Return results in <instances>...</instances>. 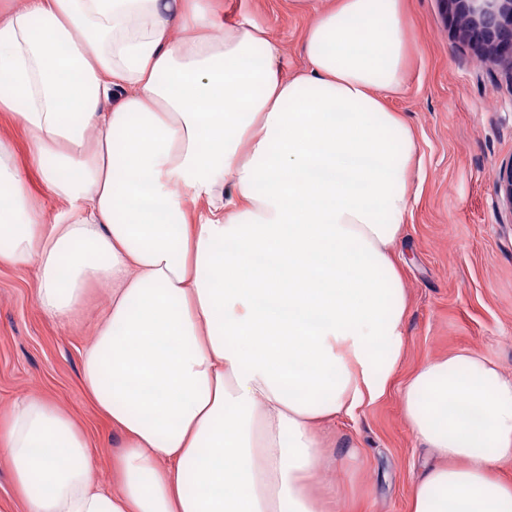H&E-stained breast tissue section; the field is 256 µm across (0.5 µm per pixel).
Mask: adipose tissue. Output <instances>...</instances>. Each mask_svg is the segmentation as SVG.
<instances>
[{
	"mask_svg": "<svg viewBox=\"0 0 512 512\" xmlns=\"http://www.w3.org/2000/svg\"><path fill=\"white\" fill-rule=\"evenodd\" d=\"M407 52L401 0H333L293 77L216 0H0V112L29 139L22 164L0 136V264L61 322L107 286L80 383L120 438L101 485L68 411L16 403L0 459L25 512H323L321 428L405 347L393 247L420 159L386 98ZM402 403L440 459L410 512H512V378L460 352Z\"/></svg>",
	"mask_w": 512,
	"mask_h": 512,
	"instance_id": "ef3b65f1",
	"label": "adipose tissue"
}]
</instances>
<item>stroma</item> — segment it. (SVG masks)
Wrapping results in <instances>:
<instances>
[{
    "instance_id": "stroma-1",
    "label": "stroma",
    "mask_w": 512,
    "mask_h": 512,
    "mask_svg": "<svg viewBox=\"0 0 512 512\" xmlns=\"http://www.w3.org/2000/svg\"><path fill=\"white\" fill-rule=\"evenodd\" d=\"M411 82L391 106L412 129L421 158L416 199L395 251L406 296L405 348L386 394L327 426L330 466L321 475L325 512H410L435 456L406 421L401 390L426 361L461 350L484 355L512 378V213L495 178L512 161V56L472 41L454 0H403ZM272 26L286 74L305 65L312 21L293 0H220ZM34 274L0 266V416L40 394L83 425L99 457L98 480H112L119 436L100 417L79 379L80 355L108 303L93 288L79 316L44 314Z\"/></svg>"
}]
</instances>
